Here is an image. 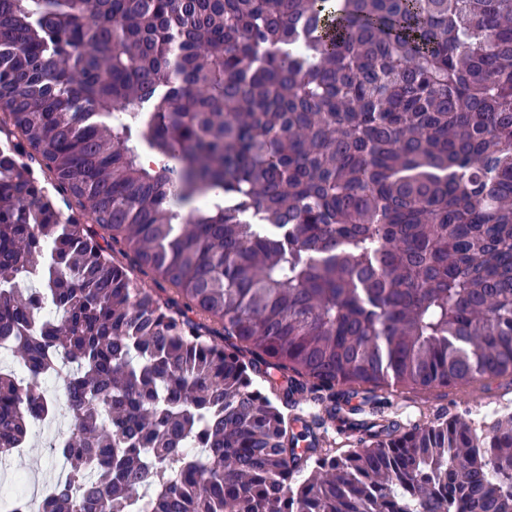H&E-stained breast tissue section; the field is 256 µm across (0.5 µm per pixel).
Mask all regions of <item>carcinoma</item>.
Masks as SVG:
<instances>
[{
    "instance_id": "cac0c4a2",
    "label": "carcinoma",
    "mask_w": 512,
    "mask_h": 512,
    "mask_svg": "<svg viewBox=\"0 0 512 512\" xmlns=\"http://www.w3.org/2000/svg\"><path fill=\"white\" fill-rule=\"evenodd\" d=\"M0 133V454L71 417L41 512H512V413H295L512 378V0H0Z\"/></svg>"
}]
</instances>
